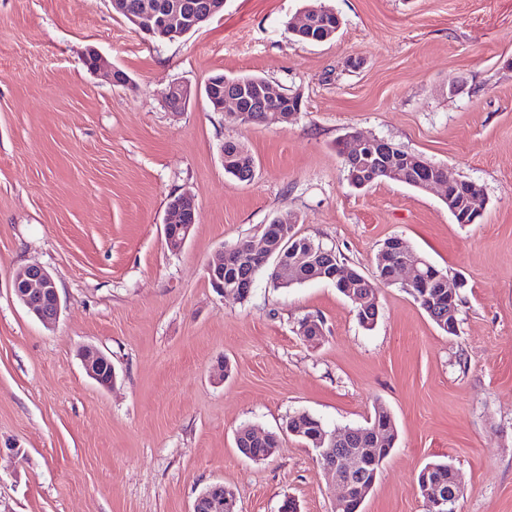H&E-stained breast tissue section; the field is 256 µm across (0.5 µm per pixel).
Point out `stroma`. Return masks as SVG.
<instances>
[{
	"instance_id": "stroma-1",
	"label": "stroma",
	"mask_w": 512,
	"mask_h": 512,
	"mask_svg": "<svg viewBox=\"0 0 512 512\" xmlns=\"http://www.w3.org/2000/svg\"><path fill=\"white\" fill-rule=\"evenodd\" d=\"M309 4L224 0L159 43L110 0H0V512H192L214 483L237 512L288 497L333 512L316 452L283 426L306 412L343 431L379 404L397 437L362 512H426L417 475L447 459L460 512H512V0H325L336 37L299 43L287 25ZM90 48L130 84L87 71ZM217 72L263 77L303 108L286 124L225 120L202 93ZM174 82L196 91L181 112L164 102ZM350 132L478 183L480 222L456 223L435 191L351 188L336 150ZM227 140L255 158L253 181L225 173ZM186 191L197 220L173 252L167 204ZM282 215L365 275L397 236L464 278L457 334L399 282L380 286L371 328L332 282L263 273L246 299L217 293L212 254ZM31 264L58 288L50 327L10 291ZM308 316L324 322L315 343L297 333ZM85 345L111 358L112 387L86 375ZM244 425L278 434L274 457L239 453Z\"/></svg>"
}]
</instances>
